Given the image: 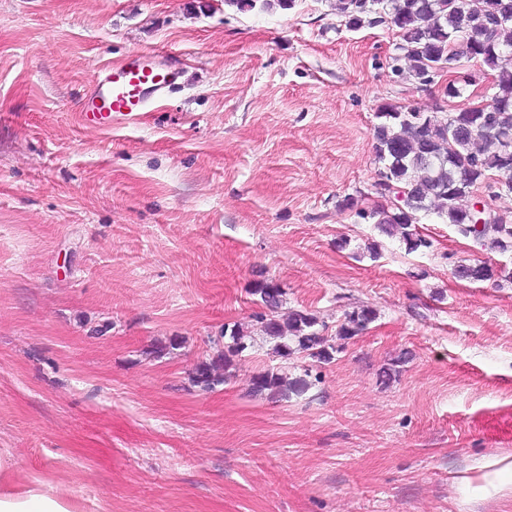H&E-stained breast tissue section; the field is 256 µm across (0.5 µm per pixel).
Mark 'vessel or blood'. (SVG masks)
<instances>
[{
	"label": "vessel or blood",
	"instance_id": "1",
	"mask_svg": "<svg viewBox=\"0 0 512 512\" xmlns=\"http://www.w3.org/2000/svg\"><path fill=\"white\" fill-rule=\"evenodd\" d=\"M178 73L158 63L156 54H137L117 67H108L86 95L83 123L105 129L137 122L154 100L172 91Z\"/></svg>",
	"mask_w": 512,
	"mask_h": 512
}]
</instances>
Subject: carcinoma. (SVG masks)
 Returning <instances> with one entry per match:
<instances>
[{
    "label": "carcinoma",
    "mask_w": 512,
    "mask_h": 512,
    "mask_svg": "<svg viewBox=\"0 0 512 512\" xmlns=\"http://www.w3.org/2000/svg\"><path fill=\"white\" fill-rule=\"evenodd\" d=\"M240 11L256 6L282 10L295 7V0H225ZM334 10L345 25L354 29L386 25L398 29L400 54L395 60L409 63V76L420 86L431 84L430 71L437 65L458 68L460 59L480 63L493 77L492 93L482 97L485 109L471 104L437 116L433 112L409 111L385 105L375 113L374 153L378 183L386 185L392 210L360 208L353 197L342 207L375 224L379 232L400 242L407 253L430 247V242L412 229L420 212L435 213L454 225L457 233L490 249L512 252V213L491 212L495 221L477 229L474 205L463 201L474 189L492 180L501 191L512 193V155L505 154L502 139L512 138V0H335ZM460 280L486 281L497 271L485 263L459 265ZM252 294L268 310L282 303L284 291L267 279L253 283ZM376 314L360 308L345 314L336 336L348 339L364 331ZM263 332L277 341L283 357L302 352L319 364L333 359L334 345L315 329L317 318L307 311H294L285 319L272 314L258 316ZM224 347L203 360L194 382L206 389L226 383L230 367L247 345L236 325H225ZM304 377L289 378L265 369L252 378L256 393L272 397L299 396L309 389Z\"/></svg>",
    "instance_id": "carcinoma-1"
}]
</instances>
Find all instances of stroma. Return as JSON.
<instances>
[{
	"mask_svg": "<svg viewBox=\"0 0 512 512\" xmlns=\"http://www.w3.org/2000/svg\"><path fill=\"white\" fill-rule=\"evenodd\" d=\"M333 0H0V458L85 512H512V283L455 278L499 253L420 215L430 248L341 206L378 193L379 106L435 111L400 38ZM160 52L179 84L137 123L85 126L107 66ZM317 316L331 363L284 357L250 288ZM376 319L346 340L344 315ZM250 349L193 381L225 324ZM308 376L301 396L258 371ZM396 368L382 384L383 368ZM311 384L304 377L289 378L278 370L265 369L252 378V389L255 393H265L278 398H290L305 393ZM510 458H502L489 464H485L481 469L487 470L481 475L484 484L483 490L486 495H501L504 490L512 484V461Z\"/></svg>",
	"mask_w": 512,
	"mask_h": 512,
	"instance_id": "35a3bbf8",
	"label": "stroma"
}]
</instances>
